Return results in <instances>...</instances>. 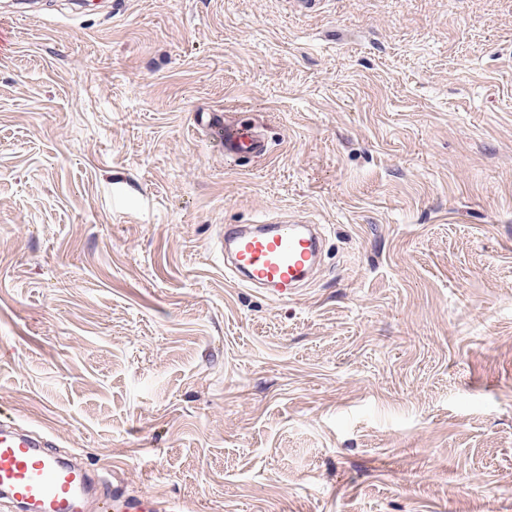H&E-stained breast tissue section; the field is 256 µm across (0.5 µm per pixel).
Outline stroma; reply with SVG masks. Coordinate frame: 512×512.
<instances>
[{
    "mask_svg": "<svg viewBox=\"0 0 512 512\" xmlns=\"http://www.w3.org/2000/svg\"><path fill=\"white\" fill-rule=\"evenodd\" d=\"M44 2L0 53V416L182 512H512V0ZM274 218L326 234L287 301L214 251ZM211 130L223 137L224 156L236 163L270 153L269 141L255 122L217 119L212 122Z\"/></svg>",
    "mask_w": 512,
    "mask_h": 512,
    "instance_id": "stroma-1",
    "label": "stroma"
}]
</instances>
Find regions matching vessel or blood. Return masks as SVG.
I'll return each mask as SVG.
<instances>
[{
    "label": "vessel or blood",
    "mask_w": 512,
    "mask_h": 512,
    "mask_svg": "<svg viewBox=\"0 0 512 512\" xmlns=\"http://www.w3.org/2000/svg\"><path fill=\"white\" fill-rule=\"evenodd\" d=\"M211 129L223 137L224 155L234 162L270 152L255 122L217 120ZM219 244L228 276L261 286L277 300L300 288L322 251L317 226L285 220L225 225ZM0 495L23 512H179L176 503H161L147 492L106 490L98 470L63 461L49 433L14 420L0 421Z\"/></svg>",
    "instance_id": "obj_1"
}]
</instances>
